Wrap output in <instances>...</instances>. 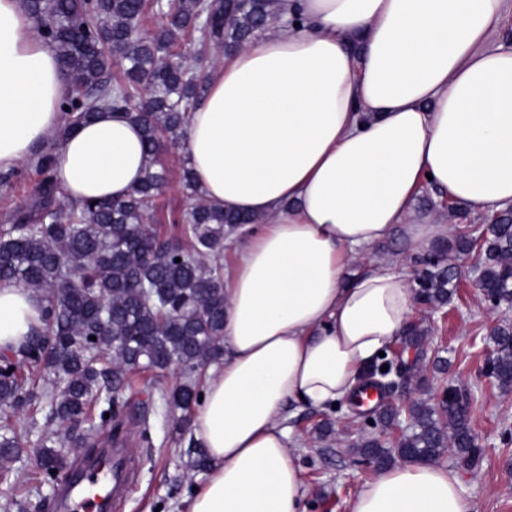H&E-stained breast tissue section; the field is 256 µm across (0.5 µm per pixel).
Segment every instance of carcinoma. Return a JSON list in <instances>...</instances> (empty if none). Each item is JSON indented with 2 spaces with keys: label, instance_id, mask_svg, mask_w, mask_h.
Returning a JSON list of instances; mask_svg holds the SVG:
<instances>
[{
  "label": "carcinoma",
  "instance_id": "cac0c4a2",
  "mask_svg": "<svg viewBox=\"0 0 512 512\" xmlns=\"http://www.w3.org/2000/svg\"><path fill=\"white\" fill-rule=\"evenodd\" d=\"M40 37L50 44L69 76L61 103L58 136L93 119L103 109H121L139 126L149 162L142 181L122 199L74 200L54 177L51 151L36 153L32 166L42 175L36 197L0 229V281H14L45 296L42 326L13 357L0 358V408L14 412L50 406L51 423H81L92 406L106 404L99 425L77 434L46 436L28 469L8 486L7 512H28L25 486L53 484L69 466L67 448L96 447L97 428H109L113 443L124 442L127 373L135 368L164 372L178 364L187 381L160 389L167 405L188 411L200 395L204 369L224 360V239L249 215L226 212L199 195L191 167L182 182L197 195L185 214H168L177 234L162 240L149 208L167 181L162 138L184 136L188 114L205 93L207 73L195 72L181 53L189 43L205 55L237 49L270 28L272 0H167L162 24L141 27L150 0H25ZM477 238L458 230L448 249L469 254ZM181 262H175V259ZM481 286L498 308H512V221L490 227L480 243ZM422 270L415 296L430 307L447 304L458 268L445 252L417 259ZM80 287L70 288L72 278ZM495 347L491 375L512 390V325L491 334ZM42 367L34 380L20 364ZM387 371H381L382 366ZM397 368L383 356L365 369L387 378ZM443 388L435 404L425 399L404 405L389 399L375 423L388 428L407 414L409 425L396 445L377 437L356 443L361 456L385 467L396 461L435 462L448 453L460 459L479 454L464 400L448 401ZM21 442L9 428L0 434V459L10 460Z\"/></svg>",
  "mask_w": 512,
  "mask_h": 512
}]
</instances>
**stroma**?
<instances>
[{
  "label": "stroma",
  "instance_id": "35a3bbf8",
  "mask_svg": "<svg viewBox=\"0 0 512 512\" xmlns=\"http://www.w3.org/2000/svg\"><path fill=\"white\" fill-rule=\"evenodd\" d=\"M170 170V180L153 205L161 213L169 210L189 211L196 198L184 188L180 179L189 160L183 140H166L162 154ZM38 177L29 164H21L11 184L0 186V221L31 200ZM414 213H431L451 227L485 224L486 214H471L454 204L436 199L429 189H422L413 202ZM471 255L457 257L465 274L457 282L451 301L438 309L415 308L407 326L425 334L426 355L417 359L414 349L403 338H396L395 350L407 364H418V384L407 385L396 395L398 401L435 398L441 386L456 388L470 403L471 427L481 450L477 464L465 466L456 456L443 457V464L457 472L463 495L477 503L479 512H512V392H503L486 374L494 346L491 330L500 323H512V309L490 307L481 297L466 271L474 263ZM447 362L445 373L435 369L436 360ZM180 371L154 374L141 369L130 375L126 391L127 412L134 421L127 426L130 439L124 452L134 461L137 474L111 512H181L186 501L204 479V474L186 467L192 437L179 433L174 423L180 411L170 409L150 382L173 388L183 382ZM146 417L150 426L152 447L140 445L138 417ZM330 419L339 439L322 440L314 432L322 419ZM24 441L23 453L10 465L11 470L24 468L29 456L36 454L48 430L44 413L20 412L9 415ZM288 425L293 435L302 437L303 446L294 458L301 468L309 491L307 512H349L350 501L357 488L377 473L374 464L357 456L352 444L362 434L380 438L394 445L401 428L382 430L355 415L348 405L317 410L299 407Z\"/></svg>",
  "mask_w": 512,
  "mask_h": 512
}]
</instances>
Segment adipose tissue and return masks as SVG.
Here are the masks:
<instances>
[{"label": "adipose tissue", "mask_w": 512, "mask_h": 512, "mask_svg": "<svg viewBox=\"0 0 512 512\" xmlns=\"http://www.w3.org/2000/svg\"><path fill=\"white\" fill-rule=\"evenodd\" d=\"M273 30L210 71L185 141L204 199L258 219L224 277V363L193 415L210 462L188 512H306L285 422L358 392L414 311L406 270L368 251L401 234L432 253L448 227L416 217L431 187L475 213L512 203V0H276ZM302 10L304 23L293 20ZM69 80L24 0H0V170L54 155L76 200L121 199L148 165L125 113L64 138ZM42 293L0 282V349L40 323ZM350 512H478L458 474L400 462Z\"/></svg>", "instance_id": "obj_1"}]
</instances>
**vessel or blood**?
<instances>
[{"label": "vessel or blood", "mask_w": 512, "mask_h": 512, "mask_svg": "<svg viewBox=\"0 0 512 512\" xmlns=\"http://www.w3.org/2000/svg\"><path fill=\"white\" fill-rule=\"evenodd\" d=\"M127 478L124 459L117 453L104 468L67 473L68 494L59 508L61 512H107L111 496L123 492Z\"/></svg>", "instance_id": "obj_1"}]
</instances>
